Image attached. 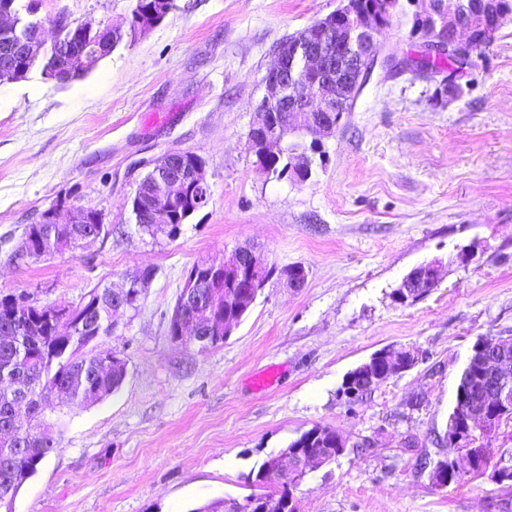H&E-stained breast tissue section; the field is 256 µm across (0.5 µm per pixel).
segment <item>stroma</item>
<instances>
[{"instance_id":"stroma-1","label":"stroma","mask_w":512,"mask_h":512,"mask_svg":"<svg viewBox=\"0 0 512 512\" xmlns=\"http://www.w3.org/2000/svg\"><path fill=\"white\" fill-rule=\"evenodd\" d=\"M147 32L125 34L85 77L40 70L0 83V293L76 305L150 267L140 308L98 341L127 361L112 396L47 402L60 447L20 488L13 512H192L244 499L249 473L305 431L347 442L293 489L298 512H495L505 493L485 470L433 484L459 375L483 336L512 340V18L471 57L474 86L434 81L385 59L426 36L399 0L376 62L309 179L263 174L248 148L261 78L277 46L341 0H174ZM134 0H38L36 18L127 27ZM191 151L210 195L176 239L137 234L130 202L153 163ZM100 211L111 235L20 259L26 225L50 208ZM253 247L267 264L304 266L303 287L272 278L223 344L172 341L168 322L188 269ZM435 288L399 305L415 266ZM411 369L347 405L348 372L387 347ZM439 278V265L436 262H429L421 264L413 268L401 281L400 285L394 290V297L396 300H408L414 298L416 300L421 298L420 295L430 292L436 286L423 284L420 286L421 292H419V282L424 279L431 281H438ZM419 292V293H418Z\"/></svg>"}]
</instances>
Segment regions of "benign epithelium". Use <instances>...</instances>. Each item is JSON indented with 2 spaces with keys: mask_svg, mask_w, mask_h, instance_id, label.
<instances>
[{
  "mask_svg": "<svg viewBox=\"0 0 512 512\" xmlns=\"http://www.w3.org/2000/svg\"><path fill=\"white\" fill-rule=\"evenodd\" d=\"M416 7V16L427 31L423 50L435 52L448 47V38L453 45L463 49L469 41L458 38L459 32L470 28L466 16L485 15L492 27L512 13L509 8H499L494 0H467V5L454 9L446 0H411ZM397 3L380 0L370 12H359L354 0L344 3L329 14L310 25L288 48L276 49L275 62L262 78L263 96L257 119L249 132L252 152L260 158L278 157L288 152V146L296 141L310 139L313 152H319L323 138L329 136L345 113L352 110L354 100L364 78L375 62L376 36L385 26ZM336 42H331L327 33L337 24ZM43 24L32 28L18 29L15 16L7 9H0V34L6 36L26 58L25 70L17 69V63L6 57L0 62V82L17 80L37 65H44V73L52 74L62 68L79 66L91 68L98 62L102 47L98 36L112 32L109 24L81 22L82 43L78 48L57 54L48 63L45 57V42L42 39ZM184 180L175 177L167 182L163 192L151 199V218L154 224L168 223L170 194L182 189ZM101 223L99 216L88 218V210L80 208L63 213L56 209L45 211L40 223L54 224L47 246L51 251L63 252L74 249L86 240L101 237L100 228L92 229L88 223ZM266 263L258 258L251 248H238L223 262L211 266L206 281L193 274L185 282L183 299L192 304L196 319L205 325L207 333L224 330L231 333L235 322L223 325L214 322L209 291L203 284L214 288L223 276L236 273L242 288L226 297L228 301L253 304L266 282L260 279ZM439 265L435 262L413 268L394 290L397 300L414 298L419 282L424 279L438 281ZM142 283L127 280L120 289H109L105 313L112 316L119 310L130 307L133 297L140 295ZM418 360L410 350H380L373 353L359 368L366 395L389 376L412 368ZM469 364H480L482 369L468 375L467 386L480 388L483 400L471 401L465 393H459L453 405L456 422L448 425L444 440L455 446L450 464L436 465L430 471L431 481L439 487L448 486V472L473 471L483 467L486 453L477 445L479 437L496 430L505 418L512 414V345L501 338L477 339L467 358ZM37 398L33 389L20 385L12 394L13 406L28 407ZM321 456L303 453L298 448H284L271 460L277 472L287 477L299 478L321 466ZM225 510L234 507L243 512H283L278 499L251 501L245 505L224 502Z\"/></svg>",
  "mask_w": 512,
  "mask_h": 512,
  "instance_id": "7a95c632",
  "label": "benign epithelium"
}]
</instances>
